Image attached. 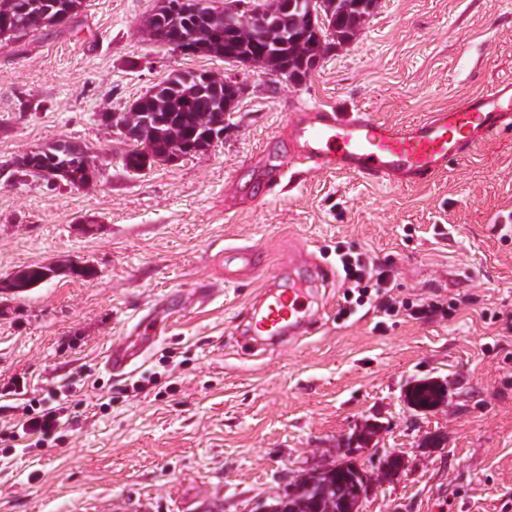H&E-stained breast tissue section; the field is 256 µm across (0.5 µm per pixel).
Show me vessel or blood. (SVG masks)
I'll use <instances>...</instances> for the list:
<instances>
[{
    "instance_id": "vessel-or-blood-1",
    "label": "vessel or blood",
    "mask_w": 512,
    "mask_h": 512,
    "mask_svg": "<svg viewBox=\"0 0 512 512\" xmlns=\"http://www.w3.org/2000/svg\"><path fill=\"white\" fill-rule=\"evenodd\" d=\"M511 126L512 77L407 124L382 122L360 109L342 112L320 103L295 106L287 118L288 155L260 176L253 193L261 200L268 197L286 166L296 164L353 174L372 184H423L449 164L469 159L492 133ZM304 267L302 276L279 271L277 277L287 280V287H265L259 304L247 309L250 335L280 340L312 327L316 289L329 286L334 272L309 259ZM136 358L119 342L107 351L104 366L123 372Z\"/></svg>"
}]
</instances>
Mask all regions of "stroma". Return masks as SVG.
I'll return each instance as SVG.
<instances>
[{
  "label": "stroma",
  "instance_id": "35a3bbf8",
  "mask_svg": "<svg viewBox=\"0 0 512 512\" xmlns=\"http://www.w3.org/2000/svg\"><path fill=\"white\" fill-rule=\"evenodd\" d=\"M156 3L85 0L76 23L0 41V279L64 270L0 291V429L47 389L71 416L45 447L0 451V512H251L370 422L404 470L382 478L362 454L374 488L360 512H512V132L418 186L296 169L251 196L295 104L403 124L512 77V0H379L297 83L159 44L143 28ZM175 69L235 74L246 90L214 148L127 170L131 144L102 117ZM62 139L95 156L93 181L19 176L20 156ZM230 247L255 249L261 268L226 281ZM343 252L448 313L368 303L341 319L339 278L318 290L312 333L246 345L264 280L302 255L338 272ZM75 262L95 276L66 274ZM154 320L134 371H105L107 348ZM426 379L447 401L419 412L406 392ZM44 266H27L24 270H21V274L17 276L15 281L12 283L13 293L26 292L29 288H33L45 280V274L42 271Z\"/></svg>",
  "mask_w": 512,
  "mask_h": 512
}]
</instances>
